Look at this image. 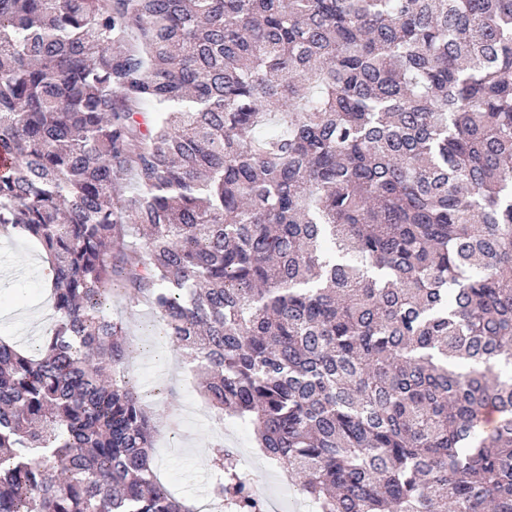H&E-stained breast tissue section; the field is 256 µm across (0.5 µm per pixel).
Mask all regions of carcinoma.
<instances>
[{
    "label": "carcinoma",
    "instance_id": "cac0c4a2",
    "mask_svg": "<svg viewBox=\"0 0 512 512\" xmlns=\"http://www.w3.org/2000/svg\"><path fill=\"white\" fill-rule=\"evenodd\" d=\"M0 154V512H193L114 284L317 512H512V0H0ZM44 252L33 240L0 237V337L34 352L52 327Z\"/></svg>",
    "mask_w": 512,
    "mask_h": 512
}]
</instances>
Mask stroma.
Wrapping results in <instances>:
<instances>
[{
  "instance_id": "1",
  "label": "stroma",
  "mask_w": 512,
  "mask_h": 512,
  "mask_svg": "<svg viewBox=\"0 0 512 512\" xmlns=\"http://www.w3.org/2000/svg\"><path fill=\"white\" fill-rule=\"evenodd\" d=\"M45 266L44 252L35 241L19 235L0 237V337L28 352L41 345L53 324ZM112 310L126 319L138 347L128 375L147 394V408L157 425L158 472L174 495L189 499L208 492L211 451L219 442L238 449L257 490L273 491L277 471L257 453L250 434L220 436L209 425L181 414L188 400L198 398L197 383L185 380L180 355L149 308L130 310L116 297Z\"/></svg>"
}]
</instances>
